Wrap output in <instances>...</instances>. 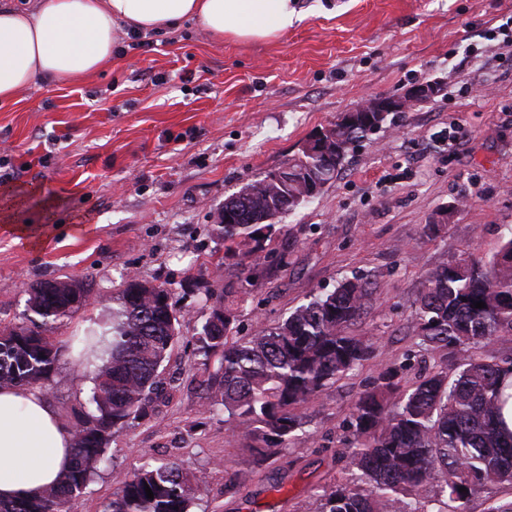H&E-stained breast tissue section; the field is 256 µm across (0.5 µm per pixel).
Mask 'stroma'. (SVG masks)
<instances>
[{
    "label": "stroma",
    "mask_w": 512,
    "mask_h": 512,
    "mask_svg": "<svg viewBox=\"0 0 512 512\" xmlns=\"http://www.w3.org/2000/svg\"><path fill=\"white\" fill-rule=\"evenodd\" d=\"M335 3L269 42L220 41L190 23L123 35L111 68L0 106V212L50 233L38 251L0 234V329L21 322L32 285L70 278L92 292L52 331L64 350L44 396L62 423L92 408L94 372L71 345L128 276L172 288L181 323L152 415L113 434L107 464L66 512H103L119 476L152 459L204 474L191 512H314L323 490L354 478L352 405L382 367L409 387L453 364L452 350L415 336L413 302L428 269L466 249L491 258L512 236V0ZM428 81L442 93L394 113L316 198L280 217L256 271L225 261L211 232L225 197L345 112ZM353 276L373 293L350 331L373 340L374 356L309 405L285 449L255 461L202 384L203 289H247L237 333L249 336ZM230 469L247 475L231 489Z\"/></svg>",
    "instance_id": "stroma-1"
}]
</instances>
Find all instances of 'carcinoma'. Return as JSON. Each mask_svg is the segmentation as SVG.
<instances>
[{
    "label": "carcinoma",
    "instance_id": "cac0c4a2",
    "mask_svg": "<svg viewBox=\"0 0 512 512\" xmlns=\"http://www.w3.org/2000/svg\"><path fill=\"white\" fill-rule=\"evenodd\" d=\"M373 122L335 124L343 152L306 157L330 182L347 153L372 131ZM254 192L224 199V219L212 233L224 241V256L256 265L267 243L282 228L278 216L297 209L306 188L275 189L250 183ZM73 289L60 281L28 290L24 320L0 331V387L46 388L62 346L49 332L71 318ZM172 289L146 280H126L116 305L102 320L101 336H110L106 356L96 364L91 401L72 429L73 462L58 483L41 494L3 504L0 512H61L80 496L106 459L112 433L148 415L159 398L160 368L180 334L171 303ZM372 296L369 282L339 281L295 307L274 326L244 339L231 336L242 288L224 289V299L196 336L204 360L217 358L204 379L210 405L221 406L233 430L251 437L262 457L288 445L304 425L299 407L314 403L323 391L369 359L374 342L348 332ZM485 303L484 308L474 306ZM413 331L431 348L467 347L512 335V237L489 260L465 250L446 265L427 271L415 302ZM399 370L383 368L374 385L353 404L351 425L357 446L349 456L356 481L319 495L315 512H420L417 498L437 488L436 502L446 508L465 502L487 484L512 485V430L503 409L512 394V359L492 361L463 355L454 379L439 367L410 388H401ZM203 477L174 462L147 463L124 475L105 512H190ZM150 487L154 498L146 496ZM466 491H459L460 487Z\"/></svg>",
    "mask_w": 512,
    "mask_h": 512
}]
</instances>
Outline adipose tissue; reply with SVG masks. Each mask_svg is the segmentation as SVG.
<instances>
[{"label": "adipose tissue", "instance_id": "ef3b65f1", "mask_svg": "<svg viewBox=\"0 0 512 512\" xmlns=\"http://www.w3.org/2000/svg\"><path fill=\"white\" fill-rule=\"evenodd\" d=\"M308 16L299 0H0V104L33 82L72 83L112 65L119 30L192 21L217 38L277 39ZM72 434L39 391L0 387V499L38 494L67 469Z\"/></svg>", "mask_w": 512, "mask_h": 512}]
</instances>
